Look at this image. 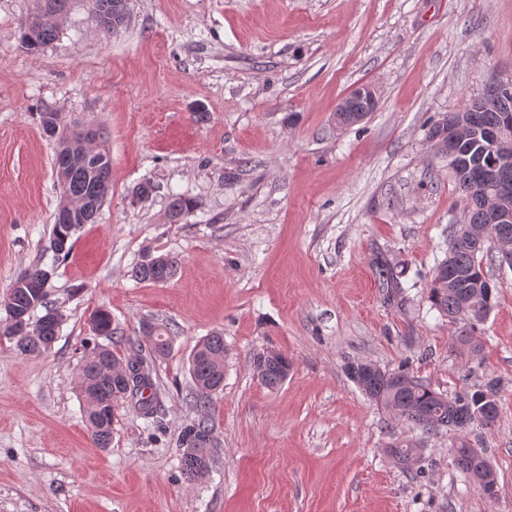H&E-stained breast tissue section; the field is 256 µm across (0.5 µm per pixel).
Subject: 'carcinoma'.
I'll return each mask as SVG.
<instances>
[{
  "label": "carcinoma",
  "instance_id": "obj_1",
  "mask_svg": "<svg viewBox=\"0 0 512 512\" xmlns=\"http://www.w3.org/2000/svg\"><path fill=\"white\" fill-rule=\"evenodd\" d=\"M41 2L40 9L20 24L21 47L29 52H36L56 39L58 19L64 14L68 0ZM90 5L98 27L105 34L118 32L127 22V0H90ZM348 99L351 100L348 108L339 105L336 109V119L343 127L355 125L368 116L366 98L352 93ZM460 124L466 133L455 141L454 159L448 165L467 201L469 221L454 225L448 234V254L434 268L430 300L449 322L462 320L474 325L483 321L492 309L496 288L488 287L489 278L484 274L478 249L470 242V236L475 230L494 223V207H512V170L506 175L499 174V155L486 147L483 132L512 128V94L490 105L470 98L459 110L442 114L429 128L430 150L447 157L448 132ZM40 125L44 130L49 125L58 128L53 138L55 152L71 157L63 171L64 198L55 212L49 242L57 262L68 254L73 232L91 223L99 210L111 187L112 164L109 154L88 145L83 134L68 132L58 113H40ZM195 207V200L175 197L170 203V216L177 221ZM176 265L177 260L171 255L147 253L133 265L131 275L140 282H164L173 275ZM50 279V271L36 265L16 279L0 302L7 313L0 334L15 340L18 351L24 354H40L57 339L61 318L49 298ZM40 307L44 314L37 321H30L31 314ZM90 323L92 332L99 337L110 341L117 334L112 317L105 310L93 313ZM143 335L150 338L145 354L139 351L123 360L110 346L98 345L81 359L76 387L87 406L85 421L92 441L99 448L106 449L112 443V424L119 402L151 387L153 359L171 353L172 340L167 330L148 322L143 326ZM188 364L192 383L199 393L198 417L182 429L176 447L181 450L184 479L198 482L209 474L218 450L207 410L210 396L224 386L223 334L214 332L201 339ZM289 371L288 357L277 350H266L254 358V373L266 387L282 384ZM349 377L377 405L424 434L448 429L464 435L476 423L484 428L493 426L498 417L494 381L473 391L448 395L402 370L386 371L371 362L358 363L357 371ZM388 452L397 464L408 469L418 449L411 444H394ZM477 452L482 449L461 441L459 447L451 449L454 468L479 490L498 486L494 468L485 467L489 460L475 458Z\"/></svg>",
  "mask_w": 512,
  "mask_h": 512
}]
</instances>
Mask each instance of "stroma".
<instances>
[{
	"label": "stroma",
	"mask_w": 512,
	"mask_h": 512,
	"mask_svg": "<svg viewBox=\"0 0 512 512\" xmlns=\"http://www.w3.org/2000/svg\"><path fill=\"white\" fill-rule=\"evenodd\" d=\"M39 0H0V297L33 266L51 270L63 315L52 348L20 353L0 335V512H512V266L480 254L494 308L460 356L429 299L448 227L466 202L425 133L493 80H512V0H128L102 35L69 0L53 43L30 53L19 25ZM377 106L342 127L360 86ZM105 133L112 185L64 260L48 249L62 190L39 116ZM151 198L133 197L142 181ZM185 195L197 209L172 222ZM177 259L137 282L145 252ZM400 275L390 303L376 260ZM105 309L126 335L168 327L151 419L123 403L96 447L75 387ZM224 335V387L209 416L221 451L186 482L179 432L195 417L187 359ZM292 362L267 388L253 358ZM406 369L452 394L498 383L499 415L467 439L497 472L489 498L453 476L455 431L425 435L368 399L349 363ZM420 451L401 470L390 445Z\"/></svg>",
	"instance_id": "1"
}]
</instances>
